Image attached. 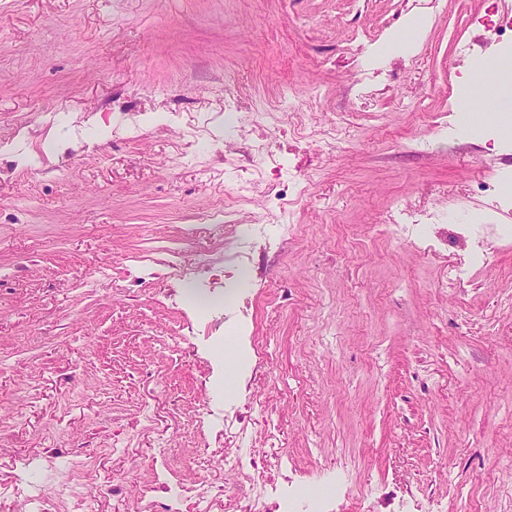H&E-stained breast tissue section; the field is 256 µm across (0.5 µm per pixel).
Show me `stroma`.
<instances>
[{"label":"stroma","mask_w":512,"mask_h":512,"mask_svg":"<svg viewBox=\"0 0 512 512\" xmlns=\"http://www.w3.org/2000/svg\"><path fill=\"white\" fill-rule=\"evenodd\" d=\"M501 16L512 0H0V512L26 457L53 458L28 474L47 487L88 459L86 512H125L113 475L176 465L218 510L245 485L211 465L232 408L241 456H283L271 479L331 512H512V239L484 189L512 132L489 112L457 136L462 85L512 56L482 24ZM396 201L447 209L445 248L390 239ZM273 215L296 231L253 253L245 314L183 230Z\"/></svg>","instance_id":"35a3bbf8"}]
</instances>
